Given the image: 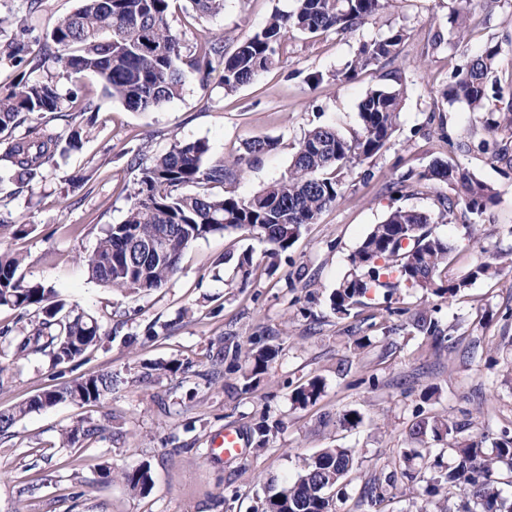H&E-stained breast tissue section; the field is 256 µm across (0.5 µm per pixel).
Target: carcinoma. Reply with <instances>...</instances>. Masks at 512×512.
<instances>
[{
    "instance_id": "obj_1",
    "label": "carcinoma",
    "mask_w": 512,
    "mask_h": 512,
    "mask_svg": "<svg viewBox=\"0 0 512 512\" xmlns=\"http://www.w3.org/2000/svg\"><path fill=\"white\" fill-rule=\"evenodd\" d=\"M176 0H80L79 7L61 15L45 34L42 54L30 55V29L8 16H0V61L6 59L22 69L14 88L0 95V194L16 195L42 178L48 168L80 150L98 121L99 110L87 97L84 79L94 77L104 91L125 108L153 112L179 97L187 65L206 80L213 63L223 65L224 91L232 93L252 82L279 62L280 50L294 32L302 34L355 33L365 21L387 8V0H294L291 11H277L257 33L241 40L231 54L224 53V39L206 38L191 48L181 42L170 22ZM192 17L210 19L224 10V0H187ZM472 0H460L454 10L456 34L463 35ZM404 31L392 29L380 39L365 41L352 61L334 75L343 84L359 71L381 67L396 56ZM52 55L63 64L67 85L53 79L31 81L23 69L41 66ZM498 49L486 47L466 69L455 72L443 90L450 101L467 104L489 137L504 124L512 126V98L505 101L500 88L487 83L494 69ZM405 89L378 87L365 93L358 103L359 126L351 135L336 127L317 126L295 147L288 171L277 181L247 198L215 193L213 189L233 180L240 170L237 159L213 157L203 140H177L150 164L134 158L139 177L127 195L125 218L103 230L95 250L79 262L88 279L120 293L150 292L165 286L179 273L185 249L216 232L244 231L260 236L270 245V256L288 251L305 224L316 223L328 206L342 197L343 170L380 153L397 127ZM70 111H62L63 103ZM63 117L67 127L56 132L45 118ZM30 122L25 132L13 130ZM272 140H253L246 149L254 160L273 150ZM445 183L456 192L451 198L437 197L438 217L396 208L372 227L350 255V267L330 296L338 315L350 309L373 287L394 293L401 287H416L438 297H453L480 277H495L502 271L499 257L476 265L459 280L447 283L442 272L447 267L448 243L432 234L435 219L445 220L448 212L462 204L477 216L496 202L497 192L469 170L445 160H434L427 169L409 171L390 184L400 193L422 182ZM174 242L172 253L158 255L145 250L149 242ZM23 258L0 252V307L17 312L16 324L0 328V338L14 346L18 357L31 353L49 356L52 366H64L82 356L101 339L98 321L90 313L56 299L55 290L29 281L21 272ZM241 281L254 270L253 253L242 251L236 261ZM412 327L435 343L446 340L439 320L431 313L420 314ZM276 351L260 348L246 353L250 376L264 373ZM118 385L117 376L98 373L82 376L26 401L0 409V436L6 435L32 412L63 403L89 405L100 402ZM322 392L321 382L312 379L298 387L294 401L315 403ZM106 428L90 418L74 422L63 432L69 445L103 436ZM460 428L447 418L433 415L418 420L410 440L420 444L402 453L401 477L413 483L426 482L425 492L448 485L459 490L458 510L446 505L438 512H512V496L501 489L498 472L507 466L512 473V436L503 431L493 448L485 438L459 436ZM450 448L455 464L423 477L411 462L431 454L429 441ZM354 466L348 448H326L308 459L303 471L280 491L266 498L261 512H336V499ZM120 478L134 492L149 493L150 467L141 465L123 470ZM387 488L379 479L366 486L371 507L384 502Z\"/></svg>"
}]
</instances>
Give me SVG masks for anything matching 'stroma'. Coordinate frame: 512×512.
I'll return each mask as SVG.
<instances>
[{
	"label": "stroma",
	"instance_id": "stroma-1",
	"mask_svg": "<svg viewBox=\"0 0 512 512\" xmlns=\"http://www.w3.org/2000/svg\"><path fill=\"white\" fill-rule=\"evenodd\" d=\"M78 5L43 0L32 14L28 0H0V14L28 18L42 33ZM455 6V0H390L356 33L291 34L279 64L253 83L228 94L221 70L204 86L190 74L181 96L153 112L128 111L95 88L99 122L82 149L20 195L0 198V217L24 226L17 234L0 232V249L25 256L27 279L94 315L102 341L56 369L42 354L19 359L0 343V408L83 375L112 372L125 382L101 403L32 413L0 437V512H255L268 488L287 483L325 448L351 449L356 459L337 512H367L360 498L365 483L399 466L419 412L468 424L470 434L490 443L512 429V268L473 281L450 301L419 288L391 296L377 288L342 318L329 301L372 225L398 207L437 213L438 195L452 192L448 185L389 191L401 174L437 159L468 169L497 192L482 215L460 205L434 225L450 247L448 280L512 251V169L480 149L486 134L466 104L442 94L450 75L488 45L499 48L494 80L512 91V0L476 7L458 41L448 24ZM291 7L292 0H224L223 13L207 21L179 9L170 21L186 45L220 36L230 51L272 12ZM393 28L406 36L390 64L361 71L345 85L332 80L360 41ZM314 74L322 82L311 84ZM399 85L407 95L387 147L345 170L341 198L302 227L276 265L266 261L268 245L257 236L223 232L187 248L175 278L151 292L120 295L84 273L80 257L93 252L105 225L124 218L138 176L135 154L149 158L178 140H205L212 155L242 158L233 188L246 197L287 171L308 130L329 124L351 133L365 92ZM257 138L277 147L254 163L245 160L244 144ZM69 175L87 182L71 190ZM246 249L258 269L244 283L231 257ZM431 310L450 336L437 350L411 327L417 313ZM153 324L159 331L151 336ZM258 341L277 355L246 393L248 363L235 351ZM156 361L181 368L156 370ZM314 378L323 384L321 397L298 406L293 391ZM348 411L360 413L358 426L341 425ZM83 417L104 425L105 436L63 445V430ZM262 421L271 433L259 450L253 427ZM228 426L245 436L243 459L211 451ZM143 463L153 479L148 495L104 476L105 469Z\"/></svg>",
	"mask_w": 512,
	"mask_h": 512
}]
</instances>
